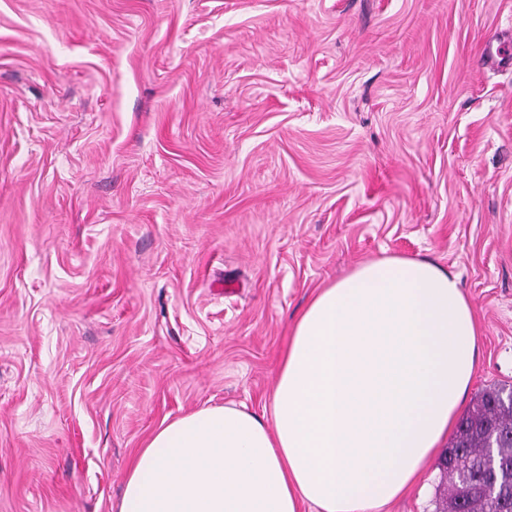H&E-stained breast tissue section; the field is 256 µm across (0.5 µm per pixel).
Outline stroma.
Masks as SVG:
<instances>
[{
    "mask_svg": "<svg viewBox=\"0 0 512 512\" xmlns=\"http://www.w3.org/2000/svg\"><path fill=\"white\" fill-rule=\"evenodd\" d=\"M384 253L459 275L469 391L512 386V0H0V512H114L161 424L263 413Z\"/></svg>",
    "mask_w": 512,
    "mask_h": 512,
    "instance_id": "1",
    "label": "stroma"
}]
</instances>
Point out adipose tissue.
Segmentation results:
<instances>
[{
  "label": "adipose tissue",
  "mask_w": 512,
  "mask_h": 512,
  "mask_svg": "<svg viewBox=\"0 0 512 512\" xmlns=\"http://www.w3.org/2000/svg\"><path fill=\"white\" fill-rule=\"evenodd\" d=\"M478 336L446 267L367 259L295 318L268 417L207 406L162 425L116 512H381L447 438Z\"/></svg>",
  "instance_id": "ef3b65f1"
}]
</instances>
